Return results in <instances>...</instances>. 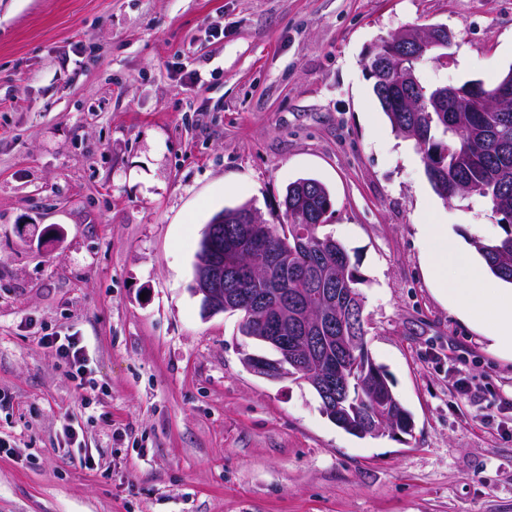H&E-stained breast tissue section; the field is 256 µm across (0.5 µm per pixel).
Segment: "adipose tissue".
I'll return each mask as SVG.
<instances>
[{
  "mask_svg": "<svg viewBox=\"0 0 512 512\" xmlns=\"http://www.w3.org/2000/svg\"><path fill=\"white\" fill-rule=\"evenodd\" d=\"M430 278L440 295L467 320H481L490 351L512 357V288L486 290L483 261L448 233L444 224H421Z\"/></svg>",
  "mask_w": 512,
  "mask_h": 512,
  "instance_id": "1",
  "label": "adipose tissue"
}]
</instances>
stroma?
Returning a JSON list of instances; mask_svg holds the SVG:
<instances>
[{
	"label": "stroma",
	"mask_w": 512,
	"mask_h": 512,
	"mask_svg": "<svg viewBox=\"0 0 512 512\" xmlns=\"http://www.w3.org/2000/svg\"><path fill=\"white\" fill-rule=\"evenodd\" d=\"M435 24L455 38L424 83L512 68V0H0V512H512V359L438 297L416 235L498 218L436 194L365 68ZM301 177L331 192L320 232L411 434L356 437L257 376L239 315L190 291L211 218L279 223ZM48 334L85 346L90 407Z\"/></svg>",
	"instance_id": "35a3bbf8"
}]
</instances>
